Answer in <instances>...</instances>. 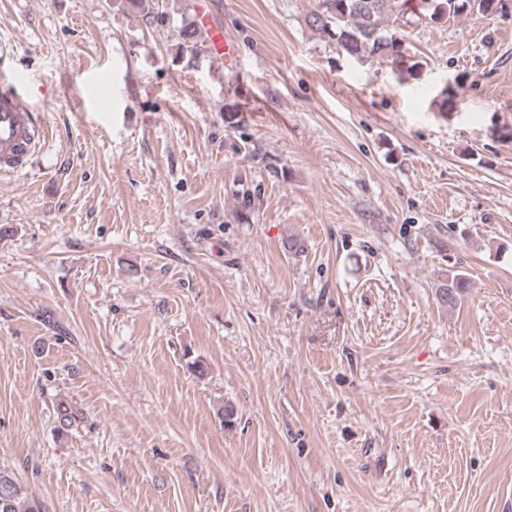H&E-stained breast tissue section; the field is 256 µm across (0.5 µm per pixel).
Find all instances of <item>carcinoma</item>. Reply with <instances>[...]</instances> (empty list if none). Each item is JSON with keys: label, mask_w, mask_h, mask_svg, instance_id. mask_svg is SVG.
<instances>
[{"label": "carcinoma", "mask_w": 512, "mask_h": 512, "mask_svg": "<svg viewBox=\"0 0 512 512\" xmlns=\"http://www.w3.org/2000/svg\"><path fill=\"white\" fill-rule=\"evenodd\" d=\"M409 0H318L317 8L308 16V25L336 42L353 58L380 57L395 65L402 39L388 30L385 23L395 13L403 12ZM500 0H430L432 16H454L468 8L482 14L494 13L493 4ZM464 288L461 274L448 276L437 293L443 306L457 304ZM0 512H40L34 502H26L21 484L0 470Z\"/></svg>", "instance_id": "carcinoma-1"}]
</instances>
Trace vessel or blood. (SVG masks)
<instances>
[{
    "instance_id": "1",
    "label": "vessel or blood",
    "mask_w": 512,
    "mask_h": 512,
    "mask_svg": "<svg viewBox=\"0 0 512 512\" xmlns=\"http://www.w3.org/2000/svg\"><path fill=\"white\" fill-rule=\"evenodd\" d=\"M210 6L200 0L197 16L206 27L207 49L220 60H231L236 52L221 27L212 25ZM49 135V129L37 112L25 103L9 84L0 85V171L18 173L30 163L37 147Z\"/></svg>"
}]
</instances>
